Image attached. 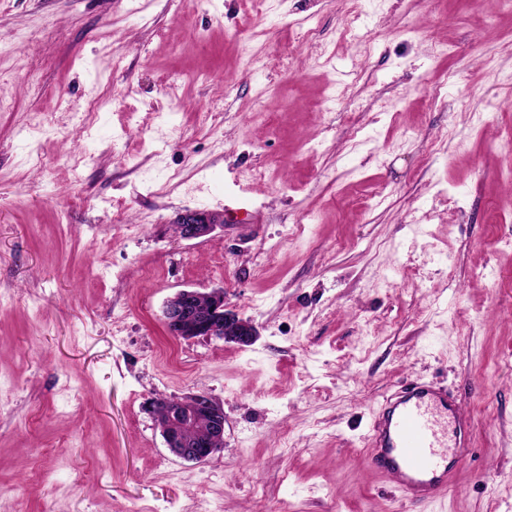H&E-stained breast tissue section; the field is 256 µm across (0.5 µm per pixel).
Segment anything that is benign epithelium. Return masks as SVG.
<instances>
[{
  "instance_id": "benign-epithelium-1",
  "label": "benign epithelium",
  "mask_w": 512,
  "mask_h": 512,
  "mask_svg": "<svg viewBox=\"0 0 512 512\" xmlns=\"http://www.w3.org/2000/svg\"><path fill=\"white\" fill-rule=\"evenodd\" d=\"M178 235L194 240L224 227L216 217L201 212H187L178 220ZM163 318L170 334L190 340L215 337L240 345H248L257 335L248 320L226 309L224 290L201 293L186 288L179 290L165 304ZM165 409L159 423L167 448L176 457L201 463L224 447V408L206 393H190L175 399L157 398L150 404V413ZM205 426L197 429L200 420Z\"/></svg>"
}]
</instances>
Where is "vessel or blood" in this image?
<instances>
[{"label": "vessel or blood", "mask_w": 512, "mask_h": 512, "mask_svg": "<svg viewBox=\"0 0 512 512\" xmlns=\"http://www.w3.org/2000/svg\"><path fill=\"white\" fill-rule=\"evenodd\" d=\"M365 447L370 468L415 505L447 493L469 455V426L457 400L414 380L384 398Z\"/></svg>", "instance_id": "obj_1"}]
</instances>
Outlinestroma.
I'll return each mask as SVG.
<instances>
[{
    "label": "stroma",
    "mask_w": 512,
    "mask_h": 512,
    "mask_svg": "<svg viewBox=\"0 0 512 512\" xmlns=\"http://www.w3.org/2000/svg\"><path fill=\"white\" fill-rule=\"evenodd\" d=\"M350 7L0 0V512H512V11ZM185 288L255 341L170 336ZM412 379L472 423L414 506L364 449ZM195 392L203 463L147 410ZM223 226V222H218L216 217L211 214L187 212L178 218L175 231L181 239L194 240L208 236L218 227L223 228ZM174 398V397H170ZM157 398L150 404L156 418L163 407V421H157L167 448L176 457L189 462H205L224 447V408L206 393L182 397ZM204 419V422H198ZM198 428H204L197 430Z\"/></svg>",
    "instance_id": "35a3bbf8"
}]
</instances>
